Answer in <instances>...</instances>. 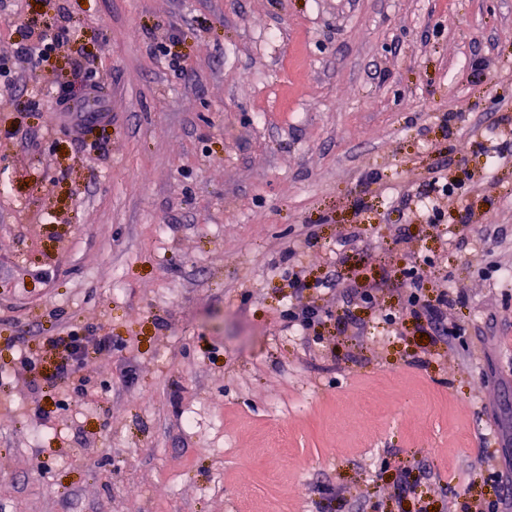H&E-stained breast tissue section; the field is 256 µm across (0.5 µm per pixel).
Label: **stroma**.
<instances>
[{"label":"stroma","mask_w":512,"mask_h":512,"mask_svg":"<svg viewBox=\"0 0 512 512\" xmlns=\"http://www.w3.org/2000/svg\"><path fill=\"white\" fill-rule=\"evenodd\" d=\"M20 8L69 35L0 107V512L512 495V0ZM88 71L109 118L77 127L56 95ZM435 177L459 190L431 224L408 203ZM412 266L464 295L457 337L411 314ZM291 302L332 316L294 334ZM70 331L111 342L90 400L46 378Z\"/></svg>","instance_id":"obj_1"}]
</instances>
